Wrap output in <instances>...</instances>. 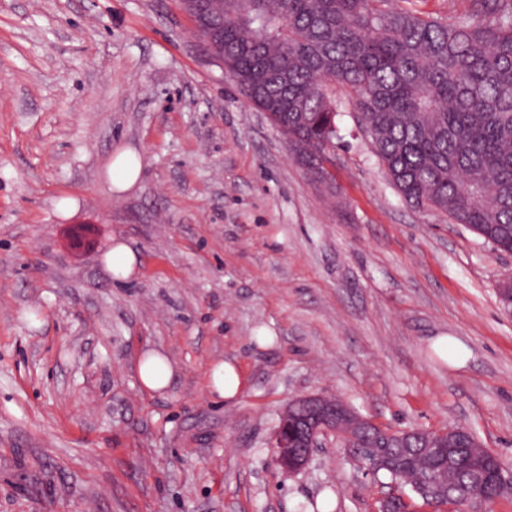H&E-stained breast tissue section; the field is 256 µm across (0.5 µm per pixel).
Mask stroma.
<instances>
[{"label": "stroma", "mask_w": 512, "mask_h": 512, "mask_svg": "<svg viewBox=\"0 0 512 512\" xmlns=\"http://www.w3.org/2000/svg\"><path fill=\"white\" fill-rule=\"evenodd\" d=\"M328 96L323 182L178 0H0V512H377L388 477L335 436L277 467L305 395L467 428L512 465V253L408 205L349 88ZM128 146L142 174L118 193ZM119 239L139 257L123 282L102 264ZM151 351L174 368L159 392ZM142 160L137 151L126 147L112 159L110 175L112 188L118 192L130 190L141 176ZM138 373L143 386L151 391L166 389L174 376L171 365L155 354H148L140 361ZM213 384L217 393L224 399H234L242 387V379L236 366L224 362L213 374Z\"/></svg>", "instance_id": "stroma-1"}]
</instances>
